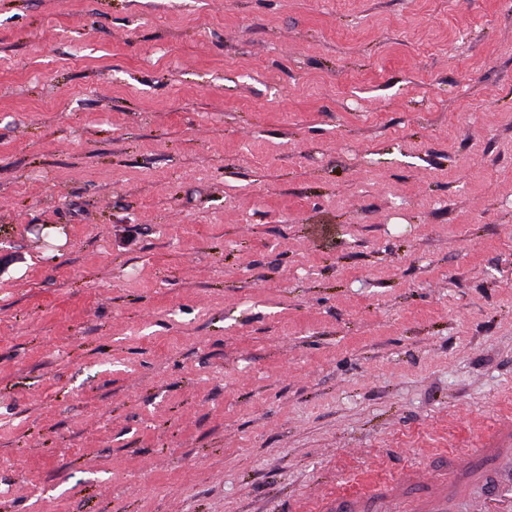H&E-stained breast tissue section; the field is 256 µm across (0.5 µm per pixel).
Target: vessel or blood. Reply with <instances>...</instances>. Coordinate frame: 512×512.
<instances>
[{
	"label": "vessel or blood",
	"mask_w": 512,
	"mask_h": 512,
	"mask_svg": "<svg viewBox=\"0 0 512 512\" xmlns=\"http://www.w3.org/2000/svg\"><path fill=\"white\" fill-rule=\"evenodd\" d=\"M483 456L500 464H512V419L500 424L492 433ZM468 456L450 452L439 462V470L409 466L396 476L353 492L337 491L326 495L319 512H448L449 500L463 503L467 512H512V474L497 482L485 497H477L483 474L471 468L469 483L452 484L447 468L469 466ZM417 487L415 497L404 498L408 487Z\"/></svg>",
	"instance_id": "1"
}]
</instances>
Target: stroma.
Returning a JSON list of instances; mask_svg holds the SVG:
<instances>
[{"label":"stroma","instance_id":"35a3bbf8","mask_svg":"<svg viewBox=\"0 0 512 512\" xmlns=\"http://www.w3.org/2000/svg\"><path fill=\"white\" fill-rule=\"evenodd\" d=\"M512 416V0H0V512H314Z\"/></svg>","mask_w":512,"mask_h":512}]
</instances>
